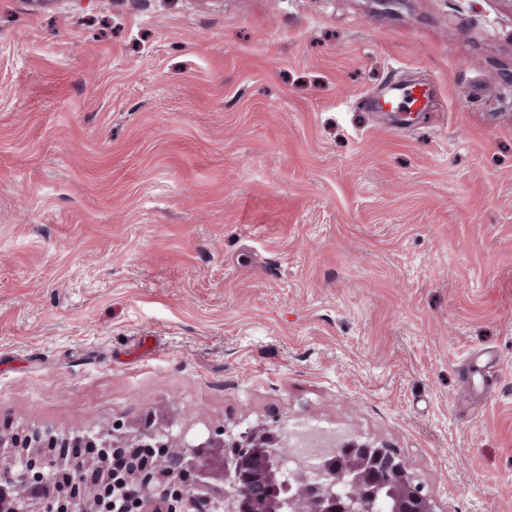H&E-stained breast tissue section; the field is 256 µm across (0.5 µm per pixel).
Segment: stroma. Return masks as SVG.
<instances>
[{"label":"stroma","instance_id":"stroma-1","mask_svg":"<svg viewBox=\"0 0 512 512\" xmlns=\"http://www.w3.org/2000/svg\"><path fill=\"white\" fill-rule=\"evenodd\" d=\"M150 405L512 512V0H0V424ZM392 96L406 101L408 109L414 105H418L419 109H424L430 98V91L427 88L419 87L417 90L414 86H401L397 83L391 84L388 91ZM411 100L409 101V98Z\"/></svg>","mask_w":512,"mask_h":512}]
</instances>
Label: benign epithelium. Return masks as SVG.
Here are the masks:
<instances>
[{"label":"benign epithelium","instance_id":"7a95c632","mask_svg":"<svg viewBox=\"0 0 512 512\" xmlns=\"http://www.w3.org/2000/svg\"><path fill=\"white\" fill-rule=\"evenodd\" d=\"M0 512H57L40 502L52 484L67 512H436L392 448L350 437L316 463L295 455L281 419L220 426L203 436L147 415L57 437L0 425Z\"/></svg>","mask_w":512,"mask_h":512}]
</instances>
